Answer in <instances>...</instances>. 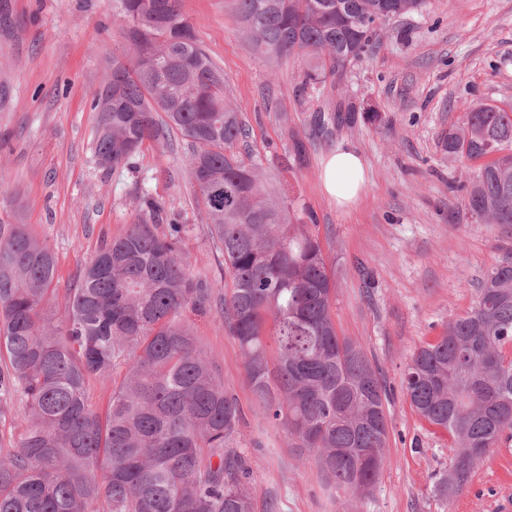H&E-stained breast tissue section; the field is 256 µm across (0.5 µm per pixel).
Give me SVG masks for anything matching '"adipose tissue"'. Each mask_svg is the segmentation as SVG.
<instances>
[{"label":"adipose tissue","instance_id":"ef3b65f1","mask_svg":"<svg viewBox=\"0 0 512 512\" xmlns=\"http://www.w3.org/2000/svg\"><path fill=\"white\" fill-rule=\"evenodd\" d=\"M321 183L324 192L337 206L355 204L365 183L362 154L349 146L337 147L322 162Z\"/></svg>","mask_w":512,"mask_h":512}]
</instances>
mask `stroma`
<instances>
[{"label":"stroma","instance_id":"35a3bbf8","mask_svg":"<svg viewBox=\"0 0 512 512\" xmlns=\"http://www.w3.org/2000/svg\"><path fill=\"white\" fill-rule=\"evenodd\" d=\"M116 0H0V225L22 224L53 251L52 309L85 264L141 216L140 199L182 224L192 275L216 296L185 317L243 414L235 446L255 478L254 512H512V441L493 449L458 495L436 483L454 456L446 431L420 417L401 380L412 354L468 310L512 225L473 216L464 187L477 165L448 160L441 135L462 102L512 107V0H426L386 23L342 77L303 87L307 63L254 52L233 0H182L198 43L223 70L247 129L236 153L318 236L336 273L339 336L357 345L387 389L385 459L367 496L340 501L313 458L260 421L237 339L218 299L228 278L211 242L181 137L145 143L127 165L94 154L92 97L126 46ZM366 160L358 203L336 206L321 161L339 146Z\"/></svg>","mask_w":512,"mask_h":512}]
</instances>
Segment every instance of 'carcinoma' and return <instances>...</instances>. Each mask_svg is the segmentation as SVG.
I'll list each match as a JSON object with an SVG mask.
<instances>
[{
    "mask_svg": "<svg viewBox=\"0 0 512 512\" xmlns=\"http://www.w3.org/2000/svg\"><path fill=\"white\" fill-rule=\"evenodd\" d=\"M253 48L306 58L317 84L365 56L381 25L424 0H234ZM130 64L112 61L92 106L122 103L98 121L100 167L126 164L147 141L190 143L188 169L233 289L224 323L239 342L259 418L311 455L327 484L369 493L388 442L386 389L364 353L336 333V281L309 225L298 223L236 155L246 129L224 73L197 42L181 0H118ZM441 136L448 158L491 156L467 205L478 219L512 224V111L465 105ZM161 206L102 248L77 275L63 315L46 306L56 276L50 247L23 224L0 226V416L24 405V433L0 448V512H253L252 471L233 444L242 417L182 321L211 288L191 275L180 224L157 231ZM512 254L463 315L419 348L402 387L455 453L437 483L461 492L491 449L512 436ZM112 388L105 415L90 382Z\"/></svg>",
    "mask_w": 512,
    "mask_h": 512,
    "instance_id": "carcinoma-1",
    "label": "carcinoma"
}]
</instances>
